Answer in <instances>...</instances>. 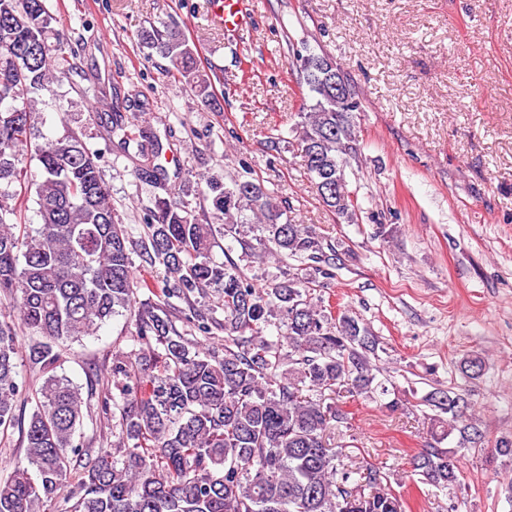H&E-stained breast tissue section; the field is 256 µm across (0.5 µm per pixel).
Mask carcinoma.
Masks as SVG:
<instances>
[{
	"mask_svg": "<svg viewBox=\"0 0 512 512\" xmlns=\"http://www.w3.org/2000/svg\"><path fill=\"white\" fill-rule=\"evenodd\" d=\"M58 25L46 0H0V434L17 428L25 443L24 461L0 475V512H52L62 493L70 512H406L385 472L348 459L327 435L348 416L325 392H388L373 372L371 330L312 302L295 276L262 288L231 257L212 256L218 223L259 259L324 262L310 227L288 221L283 201L258 180L202 176L214 223L196 222L173 195L159 197L143 236L131 240L114 219L99 153L69 130L38 134L43 94L75 69ZM139 43L169 60L187 87L208 93L198 47L180 26L146 28ZM300 71L309 105L295 130L305 166L315 182L349 197L345 205L338 194L321 201L350 222L358 204L336 177L358 154L356 113L344 110L332 86L336 68L324 57L301 58ZM111 132L124 145L137 141L142 174L165 179L156 135L131 133L120 114ZM25 155L38 162L39 179H28ZM30 201L35 226L22 222ZM255 231L254 246L244 237ZM158 265L162 280L153 276ZM141 289L157 300L138 302ZM208 295L216 306H195L193 298ZM175 299L188 304L195 329L224 333V355L173 327ZM116 316L132 320L133 348L112 356L115 394L97 410L58 369L66 347ZM271 325L280 330L273 339L261 335ZM22 363L36 386L17 381ZM423 401L448 415L438 419L440 443L464 400L436 390ZM29 402V416L17 412ZM98 416L104 426L91 450L75 436ZM412 466L431 485L457 481L446 448L422 449Z\"/></svg>",
	"mask_w": 512,
	"mask_h": 512,
	"instance_id": "1",
	"label": "carcinoma"
}]
</instances>
